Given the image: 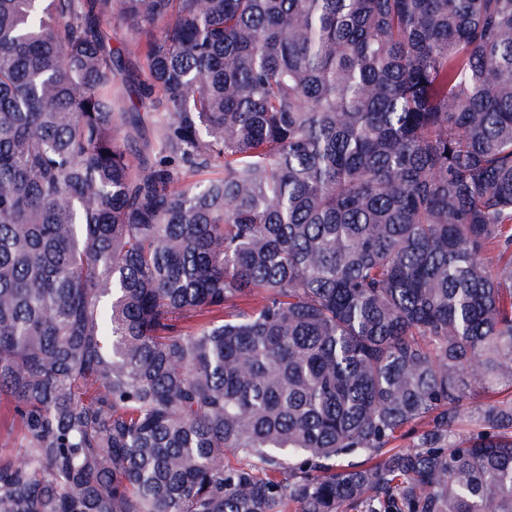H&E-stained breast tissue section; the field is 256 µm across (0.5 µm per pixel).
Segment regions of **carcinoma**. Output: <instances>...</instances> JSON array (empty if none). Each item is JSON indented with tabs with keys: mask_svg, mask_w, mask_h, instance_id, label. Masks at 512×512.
I'll list each match as a JSON object with an SVG mask.
<instances>
[{
	"mask_svg": "<svg viewBox=\"0 0 512 512\" xmlns=\"http://www.w3.org/2000/svg\"><path fill=\"white\" fill-rule=\"evenodd\" d=\"M4 400L0 512H512V0H0ZM23 443L18 422L13 421L12 410L6 404H0V445L5 444L3 448H9L17 455Z\"/></svg>",
	"mask_w": 512,
	"mask_h": 512,
	"instance_id": "cac0c4a2",
	"label": "carcinoma"
}]
</instances>
